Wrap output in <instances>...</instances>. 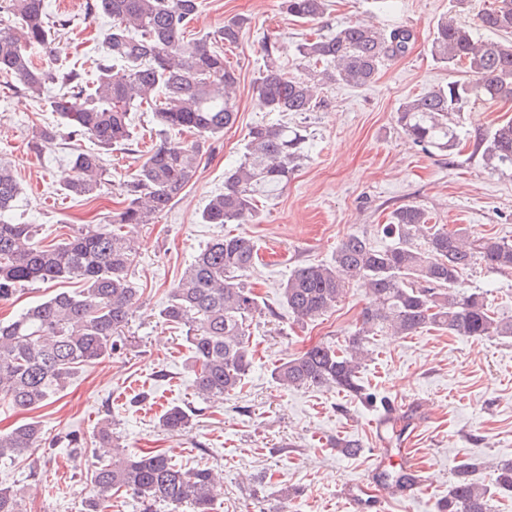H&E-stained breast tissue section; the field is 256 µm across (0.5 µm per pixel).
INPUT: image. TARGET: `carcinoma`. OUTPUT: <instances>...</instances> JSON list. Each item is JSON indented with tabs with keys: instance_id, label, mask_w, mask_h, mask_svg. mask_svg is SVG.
<instances>
[{
	"instance_id": "obj_1",
	"label": "carcinoma",
	"mask_w": 512,
	"mask_h": 512,
	"mask_svg": "<svg viewBox=\"0 0 512 512\" xmlns=\"http://www.w3.org/2000/svg\"><path fill=\"white\" fill-rule=\"evenodd\" d=\"M198 0H89L88 10L112 19L103 49L91 59L92 85L74 67L39 65L33 49L54 42L44 0H0V14L14 24L0 26V77L41 98L48 86L63 93L52 98L69 134L97 149L72 154L74 178L69 195L93 194L104 175V153L128 144L130 113L155 112L160 141L122 183L124 208L107 224L79 229L55 245L35 242L32 224L7 219L20 193L10 164L0 160V300L17 287L37 281L75 280L80 288L60 291L0 324V398L22 410L38 409L64 390L83 368L112 356L128 327L139 289L129 276L133 263L126 229L150 224L168 210L196 177L204 145L219 140L235 123L231 91L235 69L224 63V44L238 43L248 19L235 16L213 38L185 40ZM288 15L305 23L326 13L327 0H284ZM478 28L512 35V0H493L479 15ZM414 33L405 26L386 32L363 23L343 25L327 36L296 46L307 74L290 76L275 61L281 49L268 42L266 64L253 84L268 112H311L322 86L370 84L385 61L404 55ZM431 53L462 77L407 99L397 109L406 137L426 151L445 152L461 144L458 119L471 100L512 101V38L492 41L476 36L451 18L437 23ZM122 71H115L117 63ZM305 136L286 124L253 126L238 164L224 175V192L213 195L200 214L202 224H238L254 211L258 194L281 189L304 156ZM482 158L493 170L512 167V120L482 140ZM420 205L394 210L386 230L392 245L378 248L364 235L340 243L332 266L296 268L280 287L283 305L297 322L321 317L336 307L349 284L358 281L371 295L359 325L342 344L321 343L272 370L284 388L334 387L370 406L377 395L360 381L362 361L373 336H412L439 329L470 338L512 337V320L497 317L486 294L462 287L460 274L480 261L492 270L512 271V243L477 236L467 227L429 224ZM257 258L246 234H228L201 249L170 288L159 311L162 321L185 332L196 394L233 396L251 370L249 326L257 315L277 312L241 277ZM191 414L181 406L161 416L169 432L186 428ZM43 441L36 422L0 434V458L19 457ZM474 463L457 469L448 495L436 512H490V500L512 497V462L495 466L493 486L473 478ZM381 482L396 489L414 479L400 468L382 472ZM218 475L209 467L183 469L163 451L113 456L94 467L85 497L86 512H106L119 491L141 500L143 512L155 503L171 512H212ZM0 512H20L13 488L0 486Z\"/></svg>"
}]
</instances>
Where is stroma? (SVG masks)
Returning <instances> with one entry per match:
<instances>
[{
  "label": "stroma",
  "mask_w": 512,
  "mask_h": 512,
  "mask_svg": "<svg viewBox=\"0 0 512 512\" xmlns=\"http://www.w3.org/2000/svg\"><path fill=\"white\" fill-rule=\"evenodd\" d=\"M48 16L68 18L55 41L63 64H80L102 49L110 25L90 15L86 0H46ZM189 35L210 37L236 15L249 25L238 44L224 48V59L238 75L235 123L207 149L195 183L153 223L130 230L135 248L131 279L139 288L123 348L112 358L79 371L49 404L16 410L0 400V432L26 421L40 422L43 442L32 455L0 459V485L20 490L22 512H84L78 493L95 463L110 452L97 437L108 427L113 444L131 455L161 450L187 468L208 466L223 476L214 495V512H435L438 499L462 462L489 466L512 458V339L480 340L445 330L412 336L374 337L373 354L360 372L379 405L369 407L333 388L285 390L271 376L289 357L326 342H343L354 331L370 296L351 284L336 307L298 323L288 314L255 318L250 326L254 366L236 396L204 400L192 386L190 353L181 330L161 321L169 289L194 255L213 238L244 233L256 243L257 263L243 283L272 307L279 287L297 267L330 264L343 239L360 234L373 246H389L382 232L391 213L416 204L447 228H471L475 234L512 241V170L485 167L471 143L512 118V102L478 101L467 106L459 152L427 154L415 147L397 123L406 99L458 78L457 70L437 63L431 42L438 21L454 17L476 26L492 0H328L319 29L327 34L349 22H367L389 30L412 29L405 55L386 61L368 86H329L314 111L281 117L263 109L253 83L265 64L264 36H279L280 59L291 75L304 69L294 47L308 38L310 24L293 20L283 0H199ZM48 100L0 84V159L11 163L20 194L11 218L36 225L45 244L66 239L87 224H104L121 209V184L156 144L153 113L132 115L130 145L107 152L108 174L95 196L65 194L72 149H91L88 139L73 137L42 145L28 143L38 125L57 123ZM287 120L306 137L305 152L287 185L259 198L253 217L241 224H203L199 214L210 197L224 189V174L243 151L257 123ZM465 287L483 291L498 316L512 319V272L476 264L463 272ZM395 402L413 420L401 435L387 430L382 403ZM191 409L192 421L172 433L160 425L163 411ZM81 436L86 450L72 449L70 434ZM360 439L358 457L335 446L344 437ZM411 447L413 467L424 468L427 490L417 499L393 497L378 489L377 506L353 507L348 488L374 482L378 459L373 448Z\"/></svg>",
  "instance_id": "stroma-1"
}]
</instances>
